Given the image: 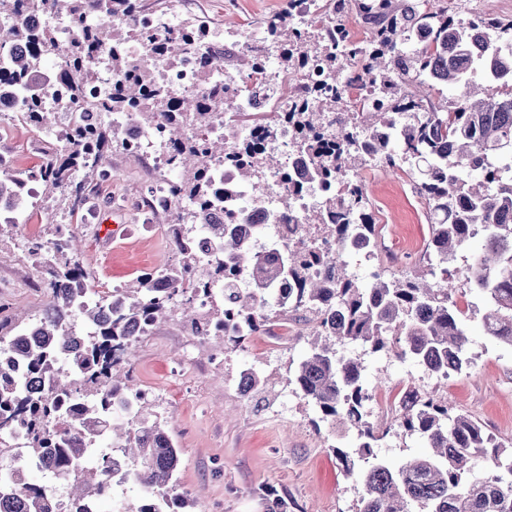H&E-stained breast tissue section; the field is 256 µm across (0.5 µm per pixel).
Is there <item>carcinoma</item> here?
<instances>
[{
	"label": "carcinoma",
	"mask_w": 512,
	"mask_h": 512,
	"mask_svg": "<svg viewBox=\"0 0 512 512\" xmlns=\"http://www.w3.org/2000/svg\"><path fill=\"white\" fill-rule=\"evenodd\" d=\"M293 2L261 22L278 44L281 71L298 86L288 113L297 131L293 148L312 161L311 179L329 186L339 181L342 188L297 220L295 234L304 246L261 252L239 233L243 225L255 226L250 207L240 206L228 224L212 222L219 194L212 165L224 160L243 183L269 197V221L276 224L294 208V198L267 180L268 172L280 169L278 156L260 152L244 137L212 138L214 120L229 106L224 86L211 81L208 57L200 61L201 96L173 98L152 75L155 61H174L201 46L211 31L208 21L188 17L178 37L148 40L149 55L133 66L125 50L127 27L82 25L89 0H0V101L25 95L18 121L37 131L51 127L55 102L75 105L71 142L45 151L41 164L22 177L39 180L44 200L58 199L74 212L89 204L86 190L109 170V157L130 155L104 121L105 110L86 94L90 61L106 55L112 71L122 75L108 111L132 110L142 129L167 136L164 149L174 164L160 174L171 198L163 215L178 256L127 288L100 292L87 285L79 238L45 212L51 238L26 252L48 296L46 308L36 320L0 318V456L13 452L11 432L21 428L26 439L20 452L30 461L21 471L0 474V512H54L55 492L33 479L38 474L66 485L77 503L100 502L101 487L112 480L143 490L124 512L190 510L192 499L176 492L180 451L167 418L143 400L124 415L127 426H117L112 401L131 393L124 369L143 337L177 314L197 322V297L203 295L221 301L207 318L222 324L237 344L284 313H313L312 338L305 340L307 352L288 384L314 403L329 433L357 429L353 452H333L347 475L355 461L367 464L359 512H512V448L432 397L413 396L399 422L419 434L432 454L398 466L369 462L381 439L367 419L369 388L360 360L336 353L338 343H359L372 353L411 359L431 375L466 368L467 327L448 263L477 236V225L484 232L482 253L464 278L486 298L485 334L512 346V155L503 158L512 152V20L473 11L463 19L448 13L442 0L419 6L408 0H320L334 25L311 35L298 29ZM95 7L125 15L142 8V0H95ZM30 9L44 11L49 22L22 24ZM351 14L367 40L349 38ZM54 20L76 28L65 45ZM418 32L429 35L421 47L415 44ZM306 55L321 57L332 76L329 93L303 89ZM50 59L59 76L51 101L40 91ZM360 80L382 95L355 126L334 124V113L348 107L345 88ZM441 86L455 94L432 100L429 92ZM367 165H406L417 174L413 192L426 208L430 239L417 269H378L362 283L349 269L347 244H375L361 175ZM18 183V176L0 174V202L21 218L40 203L22 194ZM322 230L340 240L333 260L312 246ZM200 234L211 237L214 258L195 249ZM329 265L333 270L326 275L313 273ZM286 281L294 287L279 302L273 294ZM481 459L491 468L479 476ZM48 460L57 472L42 467ZM264 496L267 512H288L278 490L269 487Z\"/></svg>",
	"instance_id": "1"
}]
</instances>
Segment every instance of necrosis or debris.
Listing matches in <instances>:
<instances>
[{
  "label": "necrosis or debris",
  "mask_w": 512,
  "mask_h": 512,
  "mask_svg": "<svg viewBox=\"0 0 512 512\" xmlns=\"http://www.w3.org/2000/svg\"><path fill=\"white\" fill-rule=\"evenodd\" d=\"M189 13L186 0H167L162 13L156 14L140 10L133 16L120 15L108 17L102 12H90L85 21L92 26H103L114 22L126 25L132 30V38L127 53L132 62H140L147 47L146 36L163 38L177 34L184 18ZM232 43L238 56L260 57L262 67L256 71H244L225 67L221 52L225 43ZM211 64L213 80L223 84L224 93L233 105L230 112L215 120L212 131L227 138L247 137L264 147L273 150L281 157L284 170L295 173L303 166V161L293 149L295 129L289 123L294 95L290 90L291 82L280 71L278 60L280 51L269 34L254 24L243 25L237 30H219L203 47ZM155 81L170 96L181 97L199 93V66L195 54H187L179 60L158 63ZM243 112H273L278 116L274 131H267L264 126H245L237 121V114ZM112 125L129 141L131 149L141 156L152 159L158 169L171 166V156L160 147L162 134L140 129L133 115L116 112L112 115ZM213 178L224 199L215 212L216 219L226 218L230 210L242 201H249L257 220H264L267 206L261 203L254 190L243 184L234 168L215 162Z\"/></svg>",
  "instance_id": "obj_1"
}]
</instances>
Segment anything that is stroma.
I'll use <instances>...</instances> for the list:
<instances>
[{
	"instance_id": "stroma-1",
	"label": "stroma",
	"mask_w": 512,
	"mask_h": 512,
	"mask_svg": "<svg viewBox=\"0 0 512 512\" xmlns=\"http://www.w3.org/2000/svg\"><path fill=\"white\" fill-rule=\"evenodd\" d=\"M284 5L285 0H236L228 11L224 0H200L198 15L212 26L236 28L280 12ZM111 165V183L92 188L97 216H62L82 239H98V247L85 250L83 264L90 272L89 286L103 291L126 287L174 259L167 235L138 231L134 211L123 239L100 238L113 208L138 197L142 185L155 177L148 162L122 154L113 155ZM363 179L373 207L385 215L378 227V263L395 271L410 267L420 258L429 224L411 190L409 170L368 169ZM43 222L41 213L33 212L11 239L0 243V278L12 283L0 293V304L31 318L41 314L46 298L33 286L38 274L23 250L32 225ZM460 301L472 362L448 378L433 377L410 360L372 354L354 344L338 346V353L360 358L366 384L382 396L379 405L368 409L369 421L386 433L375 449L379 458L398 464L426 452L419 435L394 428L401 397L411 385L444 397L453 412L470 416L512 447V346L485 335L480 295L466 291ZM182 326L179 319L159 323L141 341L132 365L137 384L152 391L169 418V434L180 450L178 488L194 498L195 512H265L260 491L266 486L287 495L289 512H357L364 492L360 472L344 474L331 441L314 426L317 408L286 382L306 353L298 340L307 329L305 320L289 317L287 336H280L274 325L250 337L241 350L220 336L185 335ZM250 366L261 371L265 384L246 398L239 380Z\"/></svg>"
}]
</instances>
